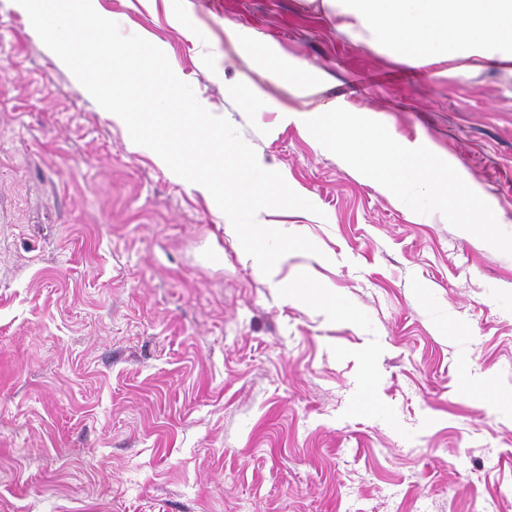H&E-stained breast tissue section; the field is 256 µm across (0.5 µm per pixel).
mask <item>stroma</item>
I'll list each match as a JSON object with an SVG mask.
<instances>
[{
	"label": "stroma",
	"mask_w": 512,
	"mask_h": 512,
	"mask_svg": "<svg viewBox=\"0 0 512 512\" xmlns=\"http://www.w3.org/2000/svg\"><path fill=\"white\" fill-rule=\"evenodd\" d=\"M92 3L316 205L267 215L325 255L281 275L310 273L375 330L281 300L212 196L135 149L0 0V512H512V255L401 211L280 118L367 114L512 233V74L408 63L322 0ZM374 336L379 396L413 439L343 415L357 363L332 349Z\"/></svg>",
	"instance_id": "stroma-1"
}]
</instances>
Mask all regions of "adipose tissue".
<instances>
[{"label":"adipose tissue","mask_w":512,"mask_h":512,"mask_svg":"<svg viewBox=\"0 0 512 512\" xmlns=\"http://www.w3.org/2000/svg\"><path fill=\"white\" fill-rule=\"evenodd\" d=\"M373 49L512 69V0H324Z\"/></svg>","instance_id":"ef3b65f1"}]
</instances>
